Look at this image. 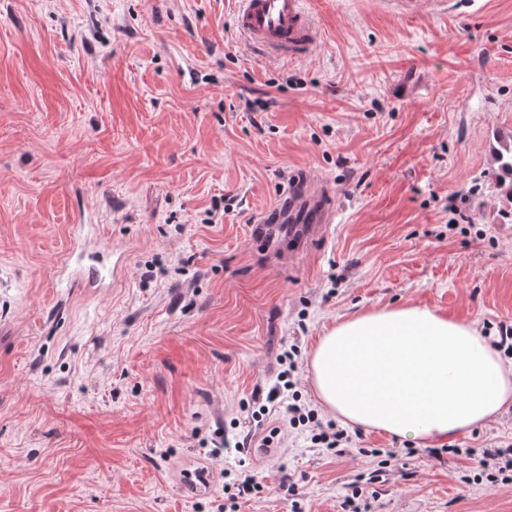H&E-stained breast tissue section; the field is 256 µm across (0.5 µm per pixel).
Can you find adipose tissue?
<instances>
[{
    "label": "adipose tissue",
    "mask_w": 512,
    "mask_h": 512,
    "mask_svg": "<svg viewBox=\"0 0 512 512\" xmlns=\"http://www.w3.org/2000/svg\"><path fill=\"white\" fill-rule=\"evenodd\" d=\"M307 372L319 404L342 422L423 447L512 404V365L482 332L419 305L337 322L312 349Z\"/></svg>",
    "instance_id": "ef3b65f1"
}]
</instances>
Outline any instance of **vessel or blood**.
I'll list each match as a JSON object with an SVG mask.
<instances>
[{"mask_svg":"<svg viewBox=\"0 0 512 512\" xmlns=\"http://www.w3.org/2000/svg\"><path fill=\"white\" fill-rule=\"evenodd\" d=\"M234 24L245 40L265 57H305L317 38L303 0H237ZM319 195V189L311 186L298 199L290 201L288 213L294 222L288 227L289 237L308 238L330 223L331 216ZM96 258V252L75 243L64 253L60 266L69 269L72 286L79 287L99 276L101 269Z\"/></svg>","mask_w":512,"mask_h":512,"instance_id":"1","label":"vessel or blood"}]
</instances>
